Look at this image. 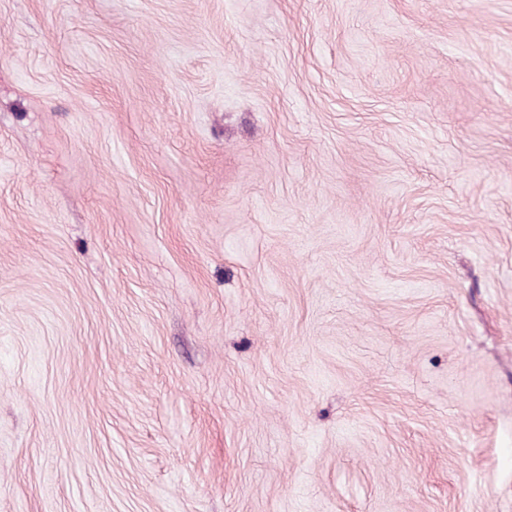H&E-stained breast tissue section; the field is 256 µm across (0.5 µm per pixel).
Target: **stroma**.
Instances as JSON below:
<instances>
[{"label": "stroma", "mask_w": 512, "mask_h": 512, "mask_svg": "<svg viewBox=\"0 0 512 512\" xmlns=\"http://www.w3.org/2000/svg\"><path fill=\"white\" fill-rule=\"evenodd\" d=\"M0 512H512V0H0Z\"/></svg>", "instance_id": "35a3bbf8"}]
</instances>
